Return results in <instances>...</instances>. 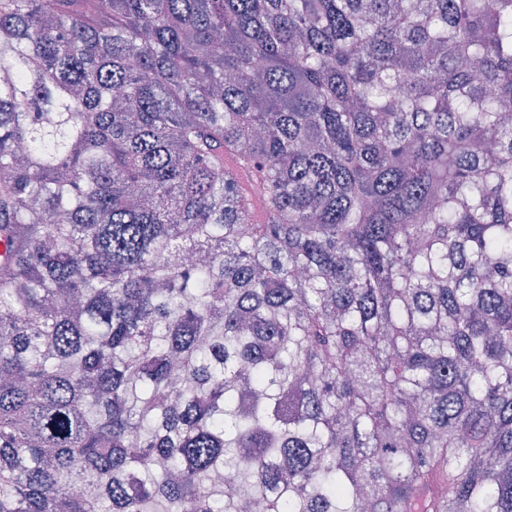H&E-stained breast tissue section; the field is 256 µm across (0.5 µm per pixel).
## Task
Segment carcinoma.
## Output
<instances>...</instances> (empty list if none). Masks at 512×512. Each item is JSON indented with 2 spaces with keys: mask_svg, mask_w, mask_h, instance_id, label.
Returning <instances> with one entry per match:
<instances>
[{
  "mask_svg": "<svg viewBox=\"0 0 512 512\" xmlns=\"http://www.w3.org/2000/svg\"><path fill=\"white\" fill-rule=\"evenodd\" d=\"M0 245V512H512V0H0Z\"/></svg>",
  "mask_w": 512,
  "mask_h": 512,
  "instance_id": "1",
  "label": "carcinoma"
}]
</instances>
